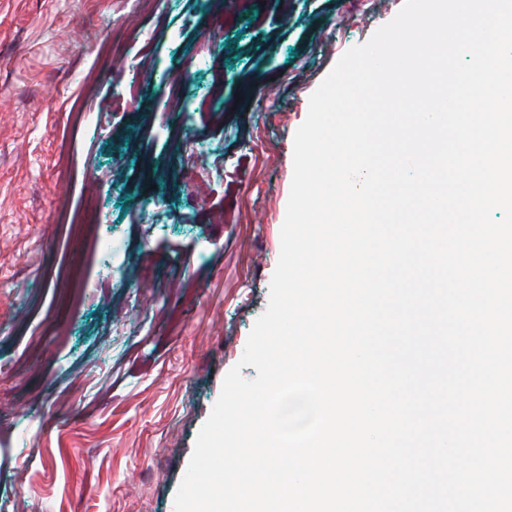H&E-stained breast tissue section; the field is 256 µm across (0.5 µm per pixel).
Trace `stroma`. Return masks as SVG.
<instances>
[{
	"instance_id": "35a3bbf8",
	"label": "stroma",
	"mask_w": 512,
	"mask_h": 512,
	"mask_svg": "<svg viewBox=\"0 0 512 512\" xmlns=\"http://www.w3.org/2000/svg\"><path fill=\"white\" fill-rule=\"evenodd\" d=\"M403 4L0 0V512H172L257 375L309 97ZM190 153L222 180L183 183Z\"/></svg>"
}]
</instances>
